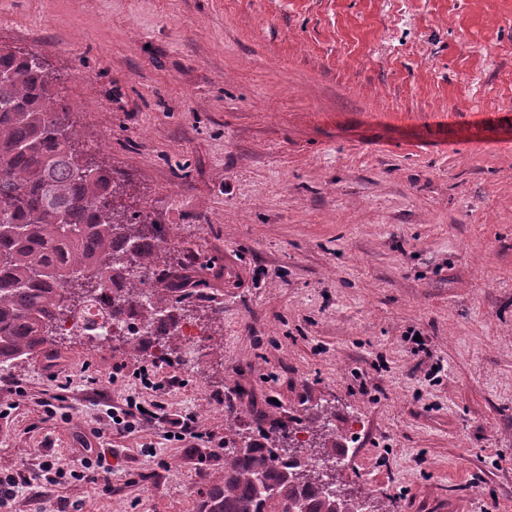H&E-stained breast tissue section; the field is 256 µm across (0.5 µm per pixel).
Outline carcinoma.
<instances>
[{"label":"carcinoma","mask_w":512,"mask_h":512,"mask_svg":"<svg viewBox=\"0 0 512 512\" xmlns=\"http://www.w3.org/2000/svg\"><path fill=\"white\" fill-rule=\"evenodd\" d=\"M61 74L32 53L0 47V369L47 347L57 313L75 293L99 294L116 282L114 301L136 304L142 325L125 344L167 345L175 304L190 293L185 275L150 287L166 249L164 228L123 203V183L88 157L55 98ZM148 303H141L143 290ZM268 435L224 456V484L201 512H337L313 465Z\"/></svg>","instance_id":"cac0c4a2"}]
</instances>
